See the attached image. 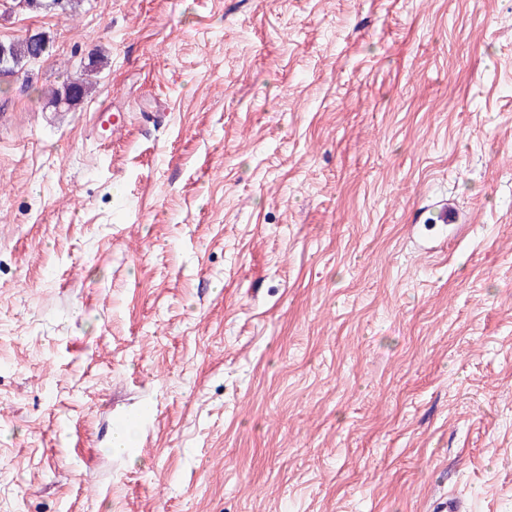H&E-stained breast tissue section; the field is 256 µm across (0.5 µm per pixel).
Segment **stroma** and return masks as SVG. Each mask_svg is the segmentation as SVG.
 Masks as SVG:
<instances>
[{"label":"stroma","mask_w":512,"mask_h":512,"mask_svg":"<svg viewBox=\"0 0 512 512\" xmlns=\"http://www.w3.org/2000/svg\"><path fill=\"white\" fill-rule=\"evenodd\" d=\"M30 31L0 512H512V0H0ZM101 61H93L88 63L89 70H84L81 73L67 76L62 89H51L48 90L47 95L49 97V104L57 108L61 104L70 106L80 101L84 95H86L91 87V83L88 80L89 73L94 71L97 65L101 64Z\"/></svg>","instance_id":"obj_1"}]
</instances>
